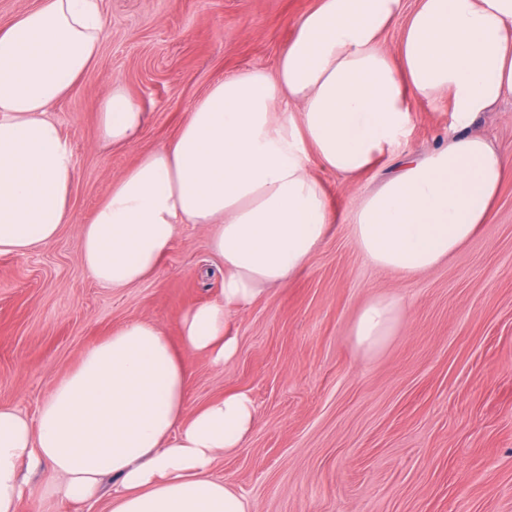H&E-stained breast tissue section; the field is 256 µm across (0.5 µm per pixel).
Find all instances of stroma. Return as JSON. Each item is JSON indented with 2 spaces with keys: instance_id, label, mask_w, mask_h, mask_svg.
<instances>
[{
  "instance_id": "1",
  "label": "stroma",
  "mask_w": 512,
  "mask_h": 512,
  "mask_svg": "<svg viewBox=\"0 0 512 512\" xmlns=\"http://www.w3.org/2000/svg\"><path fill=\"white\" fill-rule=\"evenodd\" d=\"M315 0H100L96 61L50 115L76 167L73 223L24 256L0 255V403L35 416L91 346L134 319L179 343L188 308L217 299L224 266L198 224L183 225L156 272L119 291L79 260L80 227L114 179L170 141L193 103L225 75L273 70ZM122 85L145 114L138 138L114 147L97 105ZM401 154L424 155L454 127L447 95L411 103ZM471 131L504 156V178L479 234L448 262L406 279L368 263L353 240L357 199L391 169L348 182L312 164L336 212L307 267L233 313L237 357L213 367L188 353L187 412L246 390L257 418L215 472L253 512H512V101ZM378 294H398L395 336L359 356L350 329Z\"/></svg>"
}]
</instances>
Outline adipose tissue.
<instances>
[{"mask_svg": "<svg viewBox=\"0 0 512 512\" xmlns=\"http://www.w3.org/2000/svg\"><path fill=\"white\" fill-rule=\"evenodd\" d=\"M405 18L399 49L385 33ZM99 0H39L0 26V254L23 256L72 223L73 152L48 113L99 52ZM451 97L459 127L446 145L404 157L357 202L353 238L375 267L411 278L458 253L487 222L504 176L486 136L464 133L512 99V0H317L274 71L243 70L211 85L176 136L116 178L80 232L79 258L118 290L153 274L182 225L210 233L224 264L220 298L180 319V346L132 320L89 348L36 419L0 404V512L37 495L43 512L71 500L108 512H252L214 473L256 419L248 392L186 411L182 355L231 362L233 312L302 271L334 213L319 165L343 178L381 164L411 122L410 98ZM144 114L121 87L99 105L103 139L132 142ZM402 300L379 295L351 339L369 355L393 335ZM45 469L40 487L28 473ZM109 497H102L104 479Z\"/></svg>", "mask_w": 512, "mask_h": 512, "instance_id": "adipose-tissue-1", "label": "adipose tissue"}]
</instances>
